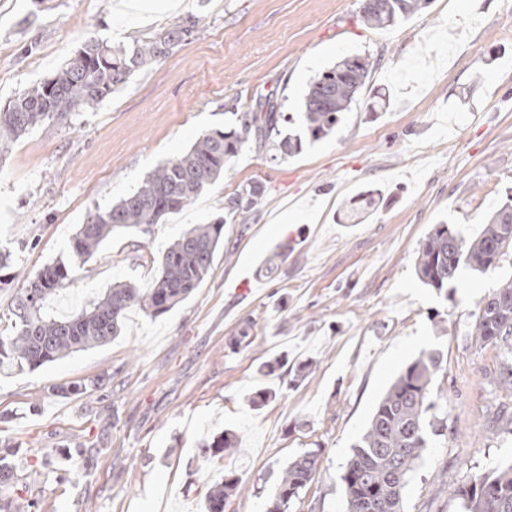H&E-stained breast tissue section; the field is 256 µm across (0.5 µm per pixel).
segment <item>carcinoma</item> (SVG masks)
Segmentation results:
<instances>
[{"mask_svg": "<svg viewBox=\"0 0 512 512\" xmlns=\"http://www.w3.org/2000/svg\"><path fill=\"white\" fill-rule=\"evenodd\" d=\"M380 6L361 10L362 22L387 29L406 21L428 0H379ZM198 18L187 19L149 40L110 46L91 38L51 78L27 88L0 112V152L30 129L47 121H63L74 112L99 103L124 84L136 69L167 57L197 29ZM377 65L370 55L342 58L317 73L304 98L300 120L310 139L332 134L350 110ZM265 117L243 113L239 125L215 130L196 139L180 156L150 171L141 186L111 207L89 216L72 244V258L85 261L117 229L158 224L187 206L224 174V167L252 139L272 141V158L302 150L299 136H281L271 100L259 104ZM260 189L254 185L234 194L225 206L226 218L198 224L184 232L162 254L159 274L147 288L119 284L78 314L55 317L43 312L48 297L70 282L72 263L54 262L28 280L14 300L8 322L0 320V369H34L78 351L104 345L119 335L126 312L138 306L157 318L170 312L198 288L224 245L227 220H246ZM512 254V195L490 216L480 234L465 239L447 224H436L421 244L416 261L419 281L439 292L454 282L461 267L483 272L496 268ZM473 337L487 347L506 349L503 369L512 391V275L491 289L478 305ZM442 370L440 354L431 351L400 372L377 403L371 420L354 446L341 475L346 512H403V498L429 436L437 434L434 380ZM238 438L226 430L204 444L210 454L231 456ZM321 450H311L281 472L269 512H289L318 469ZM27 487L10 455L0 449V512H36L34 500L23 499ZM241 479L229 470L206 495V512H227L242 493ZM461 512H512V465L482 474L453 490Z\"/></svg>", "mask_w": 512, "mask_h": 512, "instance_id": "obj_1", "label": "carcinoma"}]
</instances>
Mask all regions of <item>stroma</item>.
<instances>
[{
  "label": "stroma",
  "mask_w": 512,
  "mask_h": 512,
  "mask_svg": "<svg viewBox=\"0 0 512 512\" xmlns=\"http://www.w3.org/2000/svg\"><path fill=\"white\" fill-rule=\"evenodd\" d=\"M362 0H181L145 20L122 0H0V109L51 78L89 38L144 40L198 17L172 53L67 120L36 126L0 153V316L46 264L67 260L90 212L135 192L202 134L236 126L273 97L299 117L312 77L347 55L378 58L331 135L285 159L248 144L224 175L150 232L114 231L47 304L73 315L112 284L146 287L164 250L193 224L223 216L249 184L262 194L224 227L209 275L171 312L139 307L111 342L29 370L0 373V443L14 451L39 512H204L232 468L247 487L230 512H266L280 471L321 449L298 512H345L341 475L376 404L403 368L437 351L446 429L431 437L404 512H460L451 487L512 463L502 352L471 331L481 299L512 263L461 270L447 294L415 274L419 248L445 222L465 238L512 193V17L503 0H432L403 24L371 29ZM382 99L385 107L366 105ZM292 251L275 279L265 261ZM253 342L234 347L243 322ZM287 356L290 371L262 363ZM313 361L301 377L292 367ZM101 379L87 395L58 385ZM263 387L276 399L252 409ZM232 458L201 445L224 430ZM94 447L89 465L77 445ZM68 471L57 482L43 459Z\"/></svg>",
  "instance_id": "1"
}]
</instances>
